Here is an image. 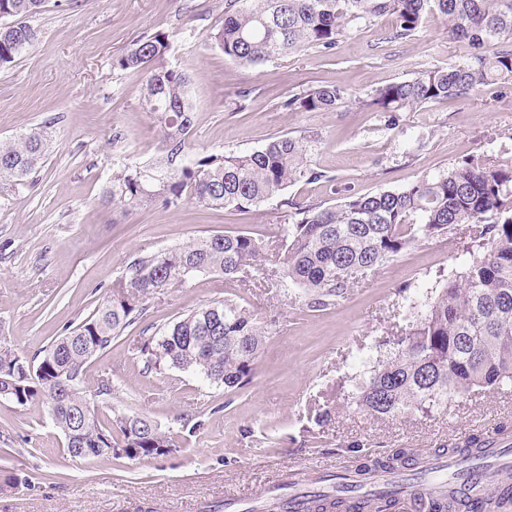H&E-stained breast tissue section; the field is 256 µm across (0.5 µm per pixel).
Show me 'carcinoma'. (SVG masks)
<instances>
[{
	"instance_id": "1",
	"label": "carcinoma",
	"mask_w": 512,
	"mask_h": 512,
	"mask_svg": "<svg viewBox=\"0 0 512 512\" xmlns=\"http://www.w3.org/2000/svg\"><path fill=\"white\" fill-rule=\"evenodd\" d=\"M44 0H0V68L33 47L37 29L27 19ZM448 21V37L460 44L463 62L424 68L411 79L379 86L358 99L388 114L448 99H467L491 83L512 84V0H227L224 25L210 36L228 59L258 65L279 56L320 50L333 56L351 29L384 17L391 41L406 40L426 17ZM169 34L157 30L115 59L121 70L145 74L141 106L156 116L161 157L143 167L112 172L106 202L113 209L193 200L210 208L246 210L271 199L288 208L278 240L284 251L283 282L299 287L312 311L337 304L349 288L421 239L453 237L469 230L458 269L438 275L426 309L396 334L376 344L369 376L349 397L375 417L448 412V400L479 390L512 389V161L495 155L461 160L397 191L360 194L345 188L333 206L304 205L284 197L301 182H333L313 164L310 140L280 136L247 153L209 154L185 161L192 128L190 76L168 62ZM339 85H318L288 96L289 112H330L345 99ZM53 141L35 127L0 142V192L45 162ZM272 240L249 232L195 237L128 262L112 295L67 334L27 359L0 348V399L44 405L73 461L90 457L138 460L181 451L144 415L112 412L101 418L84 387L86 363L135 328L155 295L183 287L200 274H222L229 284L260 272ZM141 330L137 352L144 369L202 376L235 394L253 378L266 336L248 308L231 299L191 310L163 331ZM441 448L464 460L486 459V435L448 440ZM404 450L387 458L363 457L337 488L362 489L378 471L410 465ZM308 512H392L393 493L371 495L367 507L312 491ZM429 512H475L474 504L446 493ZM481 512H512V480L482 500Z\"/></svg>"
}]
</instances>
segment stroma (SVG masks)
<instances>
[{
	"instance_id": "35a3bbf8",
	"label": "stroma",
	"mask_w": 512,
	"mask_h": 512,
	"mask_svg": "<svg viewBox=\"0 0 512 512\" xmlns=\"http://www.w3.org/2000/svg\"><path fill=\"white\" fill-rule=\"evenodd\" d=\"M225 0H45L29 17L34 47L0 69V139L47 125L51 153L32 177L0 197V345L33 356L86 319L112 293L124 266L193 237L227 231L275 236L285 211L213 210L186 201L113 211L105 202L114 168L160 157L153 113L141 106L145 76L114 68L142 36L166 31L169 62L191 78L193 126L187 151L244 153L288 135L317 134L312 160L323 182L289 187L303 204L337 203L332 187L362 194L401 189L468 155L512 159V84L480 88L448 100L386 114L354 99L404 81L421 69L461 60L446 24L427 17L404 41L386 40L390 19L361 26L339 42L333 58L311 49L257 66L215 48L210 34L224 23ZM337 84L350 102L331 112H288L281 102L302 88ZM244 111H236L240 91ZM460 241L424 240L352 288L339 305L308 310L297 288L268 287L265 278L229 287L201 275L155 296L143 318L157 328L199 306L231 298L268 328L244 393L228 394L177 370L146 372L126 331L92 358L88 389L112 384L100 413L143 414L171 434L178 453L143 459H64L63 437L47 408L0 400V512H198L203 502L236 496L258 507L257 494L288 483L293 469L330 476L356 454L386 456L400 448L433 456L449 438L486 432L512 420V393L476 391L452 398L448 411L376 419L347 404L376 359L375 345L423 307L439 272H451ZM331 404L322 438L307 433L310 410ZM190 417L196 431L183 429Z\"/></svg>"
}]
</instances>
